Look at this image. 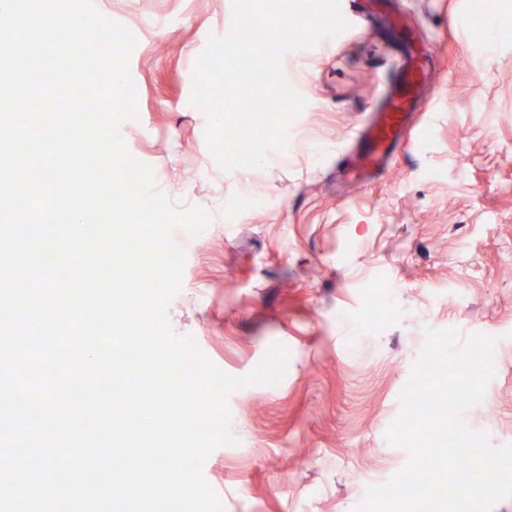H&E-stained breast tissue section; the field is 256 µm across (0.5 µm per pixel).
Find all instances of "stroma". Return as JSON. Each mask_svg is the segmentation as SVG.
<instances>
[{
	"instance_id": "1",
	"label": "stroma",
	"mask_w": 512,
	"mask_h": 512,
	"mask_svg": "<svg viewBox=\"0 0 512 512\" xmlns=\"http://www.w3.org/2000/svg\"><path fill=\"white\" fill-rule=\"evenodd\" d=\"M359 0L365 32L282 66L307 101L287 157L225 170L191 105L192 68L209 35L226 34L231 0H93L137 45L129 67L137 115L117 129L178 206L220 207L260 189L269 207L215 217L185 252L169 307L174 335L193 337L233 376L275 343L281 381L228 398L236 445L203 469L224 512H355L362 476L388 480L407 461L385 433L428 327L498 336L497 369L463 420L512 444V0ZM432 43V107L423 139L397 151L368 186L348 185L345 142L378 103L381 75L409 46L395 17ZM386 322L363 333L374 295Z\"/></svg>"
}]
</instances>
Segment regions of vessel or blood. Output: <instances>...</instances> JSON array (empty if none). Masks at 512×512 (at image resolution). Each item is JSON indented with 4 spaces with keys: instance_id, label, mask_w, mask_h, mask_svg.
Returning <instances> with one entry per match:
<instances>
[{
    "instance_id": "obj_1",
    "label": "vessel or blood",
    "mask_w": 512,
    "mask_h": 512,
    "mask_svg": "<svg viewBox=\"0 0 512 512\" xmlns=\"http://www.w3.org/2000/svg\"><path fill=\"white\" fill-rule=\"evenodd\" d=\"M429 54L404 57L385 80L378 106L351 134L350 183L363 185L383 171L396 150L411 145L424 126L421 108Z\"/></svg>"
}]
</instances>
